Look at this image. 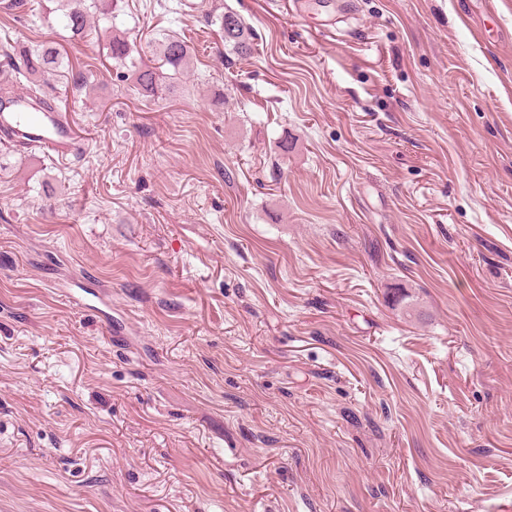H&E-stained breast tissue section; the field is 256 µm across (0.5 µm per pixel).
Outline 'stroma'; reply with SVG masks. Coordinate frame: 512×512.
<instances>
[{
    "instance_id": "35a3bbf8",
    "label": "stroma",
    "mask_w": 512,
    "mask_h": 512,
    "mask_svg": "<svg viewBox=\"0 0 512 512\" xmlns=\"http://www.w3.org/2000/svg\"><path fill=\"white\" fill-rule=\"evenodd\" d=\"M124 3L196 49L161 99L0 11L98 80L78 158L0 140V512H502L512 0ZM219 33L224 41V50L238 57L248 56L253 48V32L232 12H225L220 18Z\"/></svg>"
}]
</instances>
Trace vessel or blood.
<instances>
[{
    "mask_svg": "<svg viewBox=\"0 0 512 512\" xmlns=\"http://www.w3.org/2000/svg\"><path fill=\"white\" fill-rule=\"evenodd\" d=\"M0 138L43 148L61 160L80 155L85 145L66 113L29 111L26 97L14 92L0 94Z\"/></svg>",
    "mask_w": 512,
    "mask_h": 512,
    "instance_id": "obj_1",
    "label": "vessel or blood"
}]
</instances>
